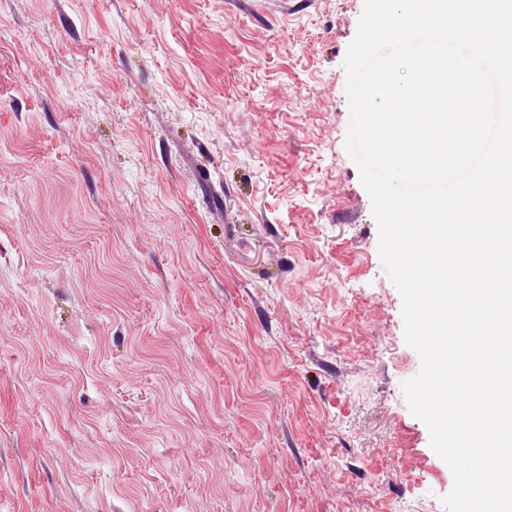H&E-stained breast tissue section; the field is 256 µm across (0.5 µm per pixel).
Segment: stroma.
Returning <instances> with one entry per match:
<instances>
[{
	"label": "stroma",
	"mask_w": 512,
	"mask_h": 512,
	"mask_svg": "<svg viewBox=\"0 0 512 512\" xmlns=\"http://www.w3.org/2000/svg\"><path fill=\"white\" fill-rule=\"evenodd\" d=\"M363 7L0 0V512H444Z\"/></svg>",
	"instance_id": "35a3bbf8"
}]
</instances>
